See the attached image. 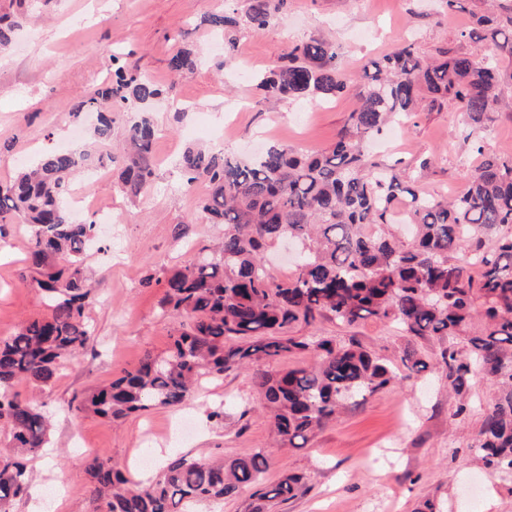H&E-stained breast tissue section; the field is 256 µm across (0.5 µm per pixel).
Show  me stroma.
Returning a JSON list of instances; mask_svg holds the SVG:
<instances>
[{"instance_id": "stroma-1", "label": "stroma", "mask_w": 512, "mask_h": 512, "mask_svg": "<svg viewBox=\"0 0 512 512\" xmlns=\"http://www.w3.org/2000/svg\"><path fill=\"white\" fill-rule=\"evenodd\" d=\"M248 5L249 0H30L20 12L13 0H0V14H13L18 23L11 50L0 57V141L13 144L0 154V181L20 169L19 155L31 159L55 147L70 124L69 112L109 69L112 52L123 53L131 71L170 90L152 110L159 130L157 166L145 194L130 199L114 175L103 183L85 174L74 180L112 211L111 223L98 227L100 248L83 256L87 277L98 285L97 302L87 313L93 347L64 367L44 394L19 387L22 396L44 402L51 446L32 460L31 492L11 512H87L86 461L98 451L127 469L146 455L157 461L179 453L231 459L260 449L270 458L268 481L286 471L305 477V491L279 512H415L428 499L441 512H512V478L481 469L474 460L494 392L478 374L466 389L471 409L464 419L453 416L458 395L430 367L367 397L302 448L274 447L248 370L218 380L202 377L182 410L157 406L118 423L70 411L73 398L136 366L145 354L168 350L178 323L161 314L165 273L224 235L223 225L208 223L197 211L205 186L180 181L176 165L183 153L213 145L221 135L229 156L256 152L269 142L324 150L356 107L352 90L332 99L270 104L258 73L313 38L335 43L341 66L354 74L365 59L381 57L407 38L428 59L443 50L467 51L471 45L459 33L479 8L477 0H463L453 13L443 0H286L268 27L255 30L246 22ZM217 12L239 20L234 50L211 47L213 32L188 26ZM180 27L187 33L177 43L171 34ZM183 47L200 62L176 77L169 61ZM462 120L451 104L415 113L398 129L405 137L400 148L385 139L373 145L372 155L382 163L400 162L405 178L428 194H463L469 148L454 135ZM184 223L187 235L176 236L175 226ZM26 251V232L9 227L0 239V338L46 311L41 294L23 280ZM149 274L154 280L146 288L142 280ZM294 333L353 336L395 362L408 342L396 325L374 318L351 326L324 319ZM219 405L224 416L216 419L211 412ZM185 412L192 419L189 438L166 441L168 426Z\"/></svg>"}]
</instances>
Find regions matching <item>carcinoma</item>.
Masks as SVG:
<instances>
[{
    "label": "carcinoma",
    "mask_w": 512,
    "mask_h": 512,
    "mask_svg": "<svg viewBox=\"0 0 512 512\" xmlns=\"http://www.w3.org/2000/svg\"><path fill=\"white\" fill-rule=\"evenodd\" d=\"M472 13L469 52H446L425 60L405 41L362 66L358 105L327 150L295 152L271 144L253 157L222 151L187 150L178 169L188 185H209L198 211L224 225L223 239L203 246L185 265L167 272L161 311L179 319L163 356L146 355L108 384L91 389L76 407L114 421L161 405L180 408L197 377L220 378L260 361L308 353L312 363L280 371L254 370L255 385L270 411L278 441L303 448L316 431L336 419L349 401L366 398L396 381H408L429 363L405 349L392 369L359 343L327 336H292L298 324L334 319L353 325L374 317L395 322L406 335L451 336L462 347L441 349L436 365L462 393L478 371L494 387L475 455L483 466L512 474V157L486 154L484 137L502 118L512 119V0H482ZM284 0H250L247 22L267 27ZM203 25L230 35L238 20L211 13ZM16 28L0 15V52ZM498 53L482 55L484 41ZM335 46L312 40L296 45L283 61L258 76L280 98L303 101L334 97L356 77L340 69ZM196 65L188 49L170 60L178 75ZM163 95L152 81L130 72L112 55L109 80L72 111L98 113L94 135L112 134V111L138 113L126 127L119 181L131 197L152 182L158 128L150 106ZM454 103L463 110L456 137L479 162L467 191L436 197L405 182L394 166L373 161L366 143L391 123L423 109ZM91 165L81 149L39 155L32 167L0 182V236L6 227L29 229V286L44 297L49 314L22 323L0 338V426L11 452H0V512L26 495L31 480L24 457L49 447V419L16 386L48 389L57 374L87 350L86 311L95 302L80 258L95 238L96 224L73 220L66 200L69 177ZM298 241L301 254L291 275L274 278L264 254L276 242ZM481 328L474 330L475 320ZM263 450L232 460L211 461L177 454L147 481L134 480L97 453L87 460L89 512H191L253 489L246 512H274L303 489L302 476L283 473L268 484Z\"/></svg>",
    "instance_id": "carcinoma-1"
}]
</instances>
